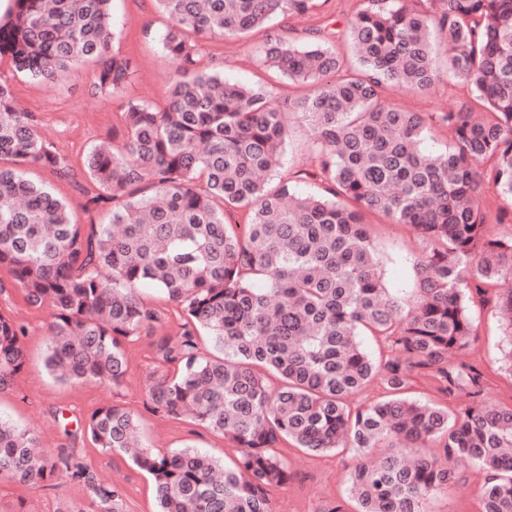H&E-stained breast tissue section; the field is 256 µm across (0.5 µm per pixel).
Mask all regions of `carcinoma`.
Segmentation results:
<instances>
[{"label":"carcinoma","mask_w":512,"mask_h":512,"mask_svg":"<svg viewBox=\"0 0 512 512\" xmlns=\"http://www.w3.org/2000/svg\"><path fill=\"white\" fill-rule=\"evenodd\" d=\"M12 2L0 58L16 72L52 82L92 63L91 90L125 99L121 141L93 147L76 169L0 83V268L30 306L52 311L47 370L60 382L120 386L126 344L166 322L168 312L140 295L156 288L182 324L176 339L155 342L162 370L148 387L152 409L171 420L190 414L237 448L229 464L196 448L155 453L131 411L95 409L84 431L150 475L158 512H275L269 490L292 479L278 452L284 441L314 454L356 450L349 483L358 512H429L427 502L453 484L458 458L485 472L479 512H512V404L480 399L481 374L465 361L475 291L512 280V233H491L480 204L486 185L512 199V0H435L434 13L415 9L416 0H367L347 29L358 75L343 72L325 44L267 48L271 68L316 85L294 108L313 133L318 167L286 176L272 92L224 81L204 63L199 38L239 36L278 15L307 14L317 0H157L171 19L162 48L175 65L161 105L126 96L136 62L114 50L112 0ZM435 29L483 118L380 101L387 84L426 92L440 80ZM434 125L454 133L441 154L419 148ZM42 169L75 185L86 206L108 209L107 222H74L67 202L31 177ZM309 179L321 191L298 190ZM237 208L250 213L242 231L230 220ZM367 212L421 238L413 297L387 288ZM498 307L512 344V292ZM202 334L220 355L199 350ZM367 335L405 357L372 359ZM25 336L0 312V393L26 367ZM417 377L472 401L451 420L402 396ZM376 380L387 398L352 406ZM431 440L441 458H408ZM384 442L389 454L366 459ZM60 476L124 512L119 488L0 418V479L51 486Z\"/></svg>","instance_id":"carcinoma-1"}]
</instances>
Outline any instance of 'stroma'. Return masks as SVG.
<instances>
[{
    "instance_id": "35a3bbf8",
    "label": "stroma",
    "mask_w": 512,
    "mask_h": 512,
    "mask_svg": "<svg viewBox=\"0 0 512 512\" xmlns=\"http://www.w3.org/2000/svg\"><path fill=\"white\" fill-rule=\"evenodd\" d=\"M360 0H320L313 14L282 20L273 18L242 37L208 38L204 50L213 69L222 71L226 81L269 86L280 106L287 130L284 171L314 167L316 155L312 135L292 104L310 95L312 84L293 82L270 68L264 50L270 41L299 42L314 38L316 30L328 32V41L341 55H348L346 27ZM113 21L121 36L116 49L136 59L138 67L128 87L131 96L151 102H164L173 67L164 56L160 39L171 20L156 0H113ZM95 77L93 65L79 73L68 74L47 83L12 72L8 63L0 64V78L13 86L20 105L41 120L43 138L64 153L74 166H81L95 142L111 138L117 126L122 102L92 95ZM384 104L411 112H453L461 108L480 110L481 105L470 86L452 75H442L428 92L415 93L398 85L387 86L381 96ZM370 234L382 256L384 280L398 295L409 297L416 282L412 271L414 258L422 243L413 229L390 223L381 214L367 215ZM512 289L503 281L484 288L474 315L478 334L468 356L482 375V396L494 404L512 403V370L505 363L508 348L500 322L496 300ZM12 314L27 327L25 344L29 361L14 390L0 393V418L33 430L43 448L72 454L83 461L98 482L119 485L124 494L125 512H157L150 476L118 455L95 448L83 431L86 418L98 406L112 403L131 410L153 451H171L191 446L219 460L236 455L235 448L219 434L191 421H171L152 409L147 389L157 366L153 361V339L149 336L129 343V367L120 387L98 382L62 384L50 378L43 359L52 315L49 308L28 306L20 288L7 271L0 270V311ZM293 469L288 484L272 492L277 512H321L330 503L342 504L346 512L358 505L348 491V474L357 458L354 450L310 455L300 448L283 445ZM456 483L447 493L432 498L429 512H478L477 490L484 480L482 471L464 460L454 461ZM23 505L27 512H101V506L80 482L64 477L55 487L24 485L0 481V507Z\"/></svg>"
}]
</instances>
